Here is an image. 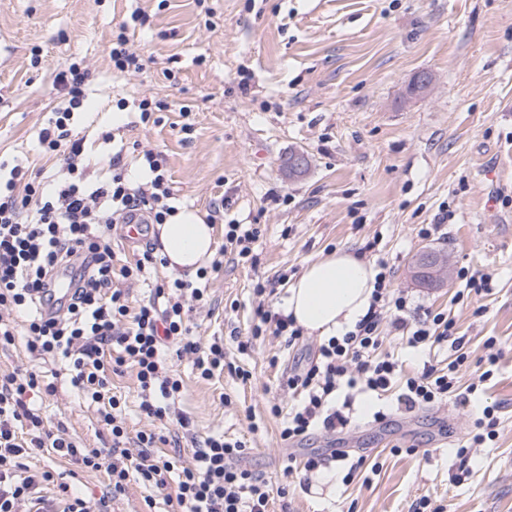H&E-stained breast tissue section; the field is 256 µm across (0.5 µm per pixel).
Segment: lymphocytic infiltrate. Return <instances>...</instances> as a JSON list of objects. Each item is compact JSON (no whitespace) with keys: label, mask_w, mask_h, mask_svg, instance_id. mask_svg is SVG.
Instances as JSON below:
<instances>
[{"label":"lymphocytic infiltrate","mask_w":512,"mask_h":512,"mask_svg":"<svg viewBox=\"0 0 512 512\" xmlns=\"http://www.w3.org/2000/svg\"><path fill=\"white\" fill-rule=\"evenodd\" d=\"M55 84L64 102L54 107L38 132L46 154L60 166L49 186L29 181L20 166L0 160V311L24 316L23 326L0 320V347L24 338L28 353L36 358L65 360L71 386L96 404L99 422L109 432L108 448H85L48 424L40 409L29 405L31 392L51 395L54 383L41 372L19 369L0 374V512H23L37 497L48 472H30L25 460L31 454L52 450L74 461L86 472H105L111 498L124 495L130 483L151 487L162 495L172 512H270L273 487L240 464L247 448L223 435L207 436L194 448L191 461L181 455H157L153 449L168 444L163 431L151 428L129 434L122 417L120 398L112 391V377L123 368L136 373L140 409L150 421L174 417L177 426L190 430L192 419L177 410L183 383L173 371L176 361L188 358L200 379H211L224 370V342L202 341L193 331L191 314L207 304L208 274L219 271L221 260L199 269L196 280L174 277L156 286L153 299L133 300L129 284L165 260L145 250L135 262L117 257L111 231L132 214L147 213L151 223H165L175 213L176 200L158 151L141 150V182L131 184L121 153L111 159V175L89 180L85 164L87 136L74 117L85 107L86 95L77 65L59 71ZM378 274L366 314L354 330L333 336L319 345L309 367L289 371L286 384L299 404L283 412L271 404L272 416H285L282 440L295 443L317 432L337 435L355 423L353 394L376 395L400 385L399 405L405 411L445 402L458 389L459 373L469 355L455 322L442 312H421L404 293L395 289L392 270L378 261ZM70 274L74 294L60 303L50 292L59 271ZM125 287H114V279ZM258 297L256 321L240 350L272 335L297 344L303 336L292 317L262 304L271 295L270 281H254ZM401 332L407 344L420 347L449 343L454 358L447 367L424 364L407 373L393 355L382 350L384 323ZM136 437L141 450L126 449Z\"/></svg>","instance_id":"1"}]
</instances>
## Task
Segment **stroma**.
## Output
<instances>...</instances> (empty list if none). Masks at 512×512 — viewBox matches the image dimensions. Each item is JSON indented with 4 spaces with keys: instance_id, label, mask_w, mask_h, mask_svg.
<instances>
[{
    "instance_id": "stroma-1",
    "label": "stroma",
    "mask_w": 512,
    "mask_h": 512,
    "mask_svg": "<svg viewBox=\"0 0 512 512\" xmlns=\"http://www.w3.org/2000/svg\"><path fill=\"white\" fill-rule=\"evenodd\" d=\"M135 13L132 44L143 68L120 73L112 33ZM74 62L86 74L87 108L77 119L91 144V175L106 173L114 148L128 164L136 148H155L167 157L177 207L213 219L216 242L233 219L260 229L256 265L228 254L212 274L211 304L193 314L203 340L227 338L234 327L248 332L258 305L253 280L271 281L272 301L281 303L308 263L342 248L371 263L384 259L395 288L454 319L469 354L460 388L485 358L486 339L496 340L485 393L411 413L398 409L396 392L359 393L350 431L293 447L267 407L294 404L284 379L320 337L288 348L269 336L244 352L228 341L227 361L249 370V381L227 372L202 381L190 360L177 364L182 407L194 421L181 438L184 456L193 441L220 431L246 442L244 468L274 482L287 457L301 465L310 452L325 456L333 482L315 484L300 469L271 512H408L422 497L445 512H512V0H0V160L42 182L57 164L38 132L57 101L56 73ZM421 72L434 83L411 95ZM145 96L164 103L160 124H143L134 109ZM185 121L193 129L184 138ZM105 130L113 142L99 140ZM295 150L310 166L290 180L281 161ZM445 210V235L420 237L419 226ZM424 252L448 261L430 285L413 276ZM463 267L489 274L490 293L457 300ZM384 348L409 371L453 358L446 345L416 350L392 334ZM41 367L56 377V393L43 400L52 422L82 446L109 447L95 406L77 397L61 362ZM492 404L500 407L496 446L458 457L459 440ZM379 410L387 417L378 423ZM338 448L366 459L353 480L332 459ZM26 463L74 471L72 492L99 512L105 475L47 452Z\"/></svg>"
}]
</instances>
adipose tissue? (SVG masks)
<instances>
[{
	"label": "adipose tissue",
	"instance_id": "ef3b65f1",
	"mask_svg": "<svg viewBox=\"0 0 512 512\" xmlns=\"http://www.w3.org/2000/svg\"><path fill=\"white\" fill-rule=\"evenodd\" d=\"M158 255L169 269L195 277L215 253L213 227L192 210L181 209L157 225ZM376 268L353 253L336 250L310 263L291 284L283 310L297 327L323 338L354 328L371 303Z\"/></svg>",
	"mask_w": 512,
	"mask_h": 512
}]
</instances>
